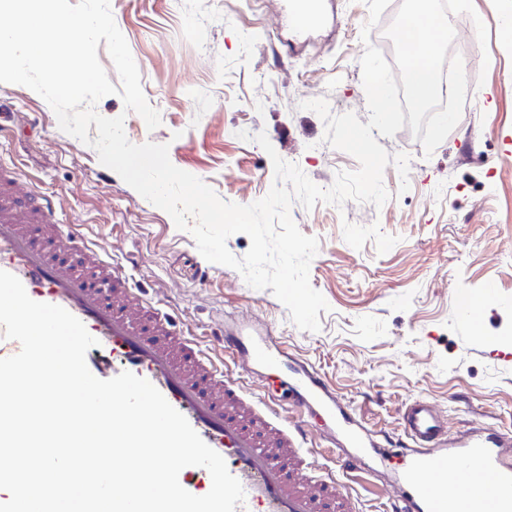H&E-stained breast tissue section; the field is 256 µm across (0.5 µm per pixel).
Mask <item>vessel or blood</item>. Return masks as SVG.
I'll return each instance as SVG.
<instances>
[{
    "mask_svg": "<svg viewBox=\"0 0 512 512\" xmlns=\"http://www.w3.org/2000/svg\"><path fill=\"white\" fill-rule=\"evenodd\" d=\"M287 20L304 33L323 21L321 0H287ZM0 270L20 279L29 297L61 306L98 344L86 361L110 379L129 371L150 381L202 440L225 460L245 492L235 512H361L341 474H368V449L379 434L360 427L328 394L322 378L298 371L300 398L281 411L274 397H258L230 375L228 363L275 368L281 356L245 331L211 342L187 319L175 318L134 288L124 268L90 245L80 228L58 223L52 198L0 162ZM330 419L354 452L314 471L309 438L315 417ZM402 431L410 440L396 470L398 492L384 512H512V433L475 423L449 440L437 407L424 399L405 405ZM190 493L209 492L202 467L179 474Z\"/></svg>",
    "mask_w": 512,
    "mask_h": 512,
    "instance_id": "vessel-or-blood-1",
    "label": "vessel or blood"
}]
</instances>
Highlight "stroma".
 <instances>
[{"label":"stroma","mask_w":512,"mask_h":512,"mask_svg":"<svg viewBox=\"0 0 512 512\" xmlns=\"http://www.w3.org/2000/svg\"><path fill=\"white\" fill-rule=\"evenodd\" d=\"M455 3L444 56L466 54L474 65L453 122L412 111L395 135L379 137L389 155L409 157L408 176L385 168L382 206L291 204L300 231L318 240L310 283L330 306L319 331L299 329L271 289L207 265L189 231L62 131L23 85L0 83V107L27 114L0 138V160L114 262L135 254L127 273L148 298L177 308L200 333L252 326L285 365L317 370L392 442L406 445L400 414L416 398L437 406L449 438L478 420L512 431V41L502 35L512 0ZM411 4L390 0L366 35L365 0H328L325 23L296 40L281 20L282 0H110L161 123L148 129L116 94L95 110L124 116L131 143L168 145L176 167L226 202L252 204L275 183L260 133L284 161L331 187L359 162L326 142L324 121L301 104L323 99L332 115L368 123L361 57L372 44L392 59L397 18ZM461 296L483 299L477 324L462 321Z\"/></svg>","instance_id":"obj_1"}]
</instances>
